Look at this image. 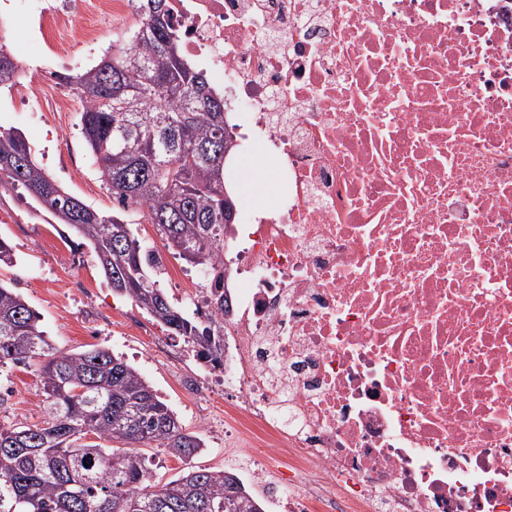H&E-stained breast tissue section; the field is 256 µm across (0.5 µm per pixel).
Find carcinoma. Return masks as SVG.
Instances as JSON below:
<instances>
[{
    "label": "carcinoma",
    "mask_w": 512,
    "mask_h": 512,
    "mask_svg": "<svg viewBox=\"0 0 512 512\" xmlns=\"http://www.w3.org/2000/svg\"><path fill=\"white\" fill-rule=\"evenodd\" d=\"M136 25L112 52L63 82L83 104L79 130L100 180L121 207L153 225L164 246L192 267L212 266L208 310L170 302L126 219L66 192L35 161L16 129L0 127V187L23 186L58 223L86 239L112 288L198 358L224 361L226 211L237 210L225 182L236 153V124L224 93L180 50L169 0H130ZM19 61L0 42V88L16 85ZM36 368L42 426L0 424V512H263L232 471L191 468L155 477L144 449L190 459L203 440L126 361L106 348L54 347L24 297L0 285V366ZM95 440H88V436Z\"/></svg>",
    "instance_id": "carcinoma-1"
}]
</instances>
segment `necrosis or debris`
I'll list each match as a JSON object with an SVG mask.
<instances>
[{"label": "necrosis or debris", "mask_w": 512, "mask_h": 512, "mask_svg": "<svg viewBox=\"0 0 512 512\" xmlns=\"http://www.w3.org/2000/svg\"><path fill=\"white\" fill-rule=\"evenodd\" d=\"M274 201L225 414L285 512H512V0H170ZM129 0L50 7L57 51Z\"/></svg>", "instance_id": "4bbe7bcc"}]
</instances>
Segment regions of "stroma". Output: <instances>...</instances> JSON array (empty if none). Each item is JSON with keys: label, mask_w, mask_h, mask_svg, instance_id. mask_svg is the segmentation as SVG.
Segmentation results:
<instances>
[{"label": "stroma", "mask_w": 512, "mask_h": 512, "mask_svg": "<svg viewBox=\"0 0 512 512\" xmlns=\"http://www.w3.org/2000/svg\"><path fill=\"white\" fill-rule=\"evenodd\" d=\"M48 0H0V28L20 61L19 84L0 93V126L19 130L37 161L69 193L108 214L117 212L105 185L95 172L80 134L78 115L56 108L44 94L48 71L74 73L98 59L135 22L134 16L99 19L108 36L89 44L73 38L67 55L41 47L38 16ZM239 204L265 193L270 166L260 153L237 156L232 162ZM144 249L153 251L160 268L157 278L169 300L186 307L197 285L196 269L164 248L153 225H136ZM0 236L16 247L17 263L0 268V283L16 288L37 313L50 342L63 351L90 345L109 349L144 377L178 416L186 430L196 432L204 451L184 461L160 448L149 449L152 469L161 481L182 475L187 467L231 468L246 455L224 437V385L193 357L182 338L169 335L131 299L113 290L102 275L86 241L57 223L21 188H0ZM33 368H0V424L42 425L44 410L36 395Z\"/></svg>", "instance_id": "obj_1"}]
</instances>
